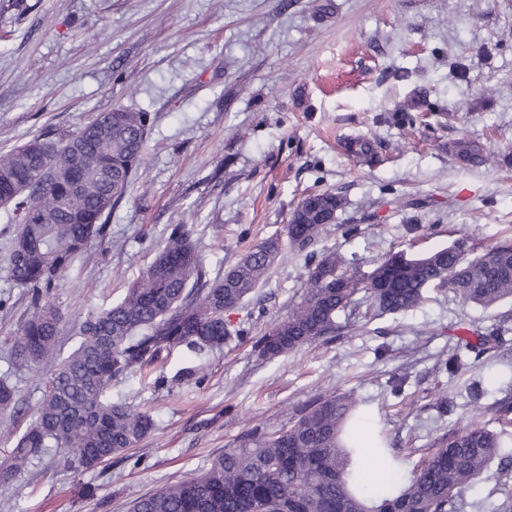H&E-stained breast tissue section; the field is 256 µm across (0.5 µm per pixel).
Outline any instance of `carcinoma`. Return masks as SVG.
Instances as JSON below:
<instances>
[{"mask_svg":"<svg viewBox=\"0 0 512 512\" xmlns=\"http://www.w3.org/2000/svg\"><path fill=\"white\" fill-rule=\"evenodd\" d=\"M150 114L117 106L97 113L56 141L36 135L0 151V208L15 225L7 271L27 289L33 316L13 340L17 358L38 367L58 356L66 323L56 290L75 259L107 235L112 210L127 195L140 168ZM349 152L365 163L377 159L376 141L358 136ZM456 155L472 165L485 161L471 142ZM344 206L330 191L306 195L286 226L288 242L302 252L326 232ZM281 253L279 238L255 244L232 267L209 278L192 230L175 224L149 268L119 303L88 314L80 340L59 360L34 420L19 436L0 425V439L13 441L7 484L17 473L36 476L35 466L52 449L90 469L140 443L155 428L152 416L107 393L112 382L155 365L177 348L197 355L219 349L231 335L224 313L238 308L263 283ZM343 259L334 253L306 255V267H325L308 278L302 299L287 319L261 336L255 347L274 358L311 343L335 326L356 292L346 288ZM374 272L379 282L364 289L375 315L418 306L430 288H446L463 301L490 308L512 300V243L468 257L457 243L422 256L392 253ZM500 326L473 330L484 349L503 335ZM16 388L0 380V410L18 411ZM360 415L349 395L316 400L287 429H252L215 457L198 478L164 486L129 505L128 512H448L453 499L499 460L498 478L512 473V456L500 455L498 433L471 425L435 449L410 475L382 442L373 452L386 477H364L359 447Z\"/></svg>","mask_w":512,"mask_h":512,"instance_id":"obj_1","label":"carcinoma"}]
</instances>
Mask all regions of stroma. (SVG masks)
<instances>
[{
	"instance_id": "obj_1",
	"label": "stroma",
	"mask_w": 512,
	"mask_h": 512,
	"mask_svg": "<svg viewBox=\"0 0 512 512\" xmlns=\"http://www.w3.org/2000/svg\"><path fill=\"white\" fill-rule=\"evenodd\" d=\"M32 2L0 14V151L41 133L62 138L118 105L152 121L108 237L64 276L57 303L68 325L120 301L171 225L192 227L213 277L261 240L284 237L310 192L344 200L314 251H336L360 276L392 251L462 239L480 255L512 240V0ZM423 96L437 111L419 106ZM404 108L415 126L394 124ZM358 135L377 141L379 163L346 151ZM459 140L480 145L487 162L461 161L451 151ZM354 224L359 234H348ZM12 231L0 213V378L19 392L23 428L49 371L11 353L32 316L3 261ZM307 275L303 253L282 249L267 280L225 315L242 335L113 382V398L153 416L147 438L90 470L48 455L37 482L20 474L0 484V512H127L146 493L202 476L243 433L287 428L317 398L344 392L358 401L365 434L402 449V473L473 423L501 432L512 453V421L495 411L497 400L512 401V302L484 310L433 289L379 318L360 302L316 341L259 356L255 341L287 318ZM502 323L500 344L463 350L473 329ZM458 347L463 368L439 370ZM502 499L492 476L448 512H495Z\"/></svg>"
}]
</instances>
